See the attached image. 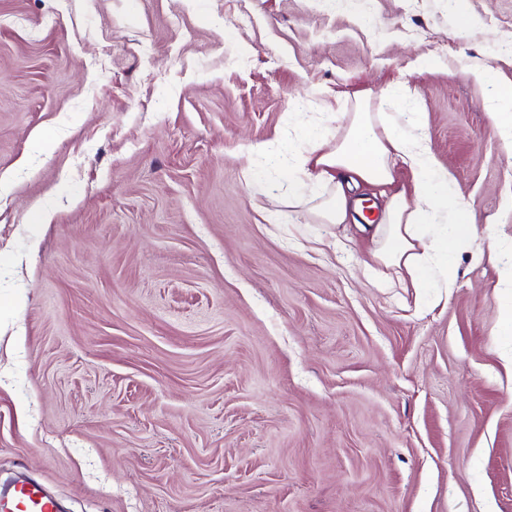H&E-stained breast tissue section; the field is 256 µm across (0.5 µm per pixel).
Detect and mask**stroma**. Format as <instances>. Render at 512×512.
Returning a JSON list of instances; mask_svg holds the SVG:
<instances>
[{"mask_svg":"<svg viewBox=\"0 0 512 512\" xmlns=\"http://www.w3.org/2000/svg\"><path fill=\"white\" fill-rule=\"evenodd\" d=\"M246 7L0 0V487L61 512H512V154L474 77L512 80V0ZM359 97L414 114L475 203L422 307L354 227L289 223L287 169L250 152L335 141Z\"/></svg>","mask_w":512,"mask_h":512,"instance_id":"stroma-1","label":"stroma"}]
</instances>
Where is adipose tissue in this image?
<instances>
[{"label":"adipose tissue","instance_id":"obj_1","mask_svg":"<svg viewBox=\"0 0 512 512\" xmlns=\"http://www.w3.org/2000/svg\"><path fill=\"white\" fill-rule=\"evenodd\" d=\"M335 146L320 132L309 133L289 153L288 207L324 224H344L359 210L352 187L377 188L385 207L378 223L361 225L374 244L372 256L405 271L412 287H453L461 247L478 237L473 203L454 198V178L440 164L420 126H401L397 119H376L364 106L346 115ZM412 174L411 186L399 185L397 163Z\"/></svg>","mask_w":512,"mask_h":512}]
</instances>
